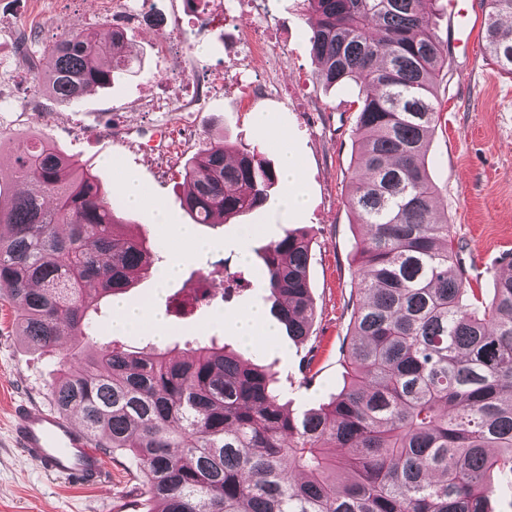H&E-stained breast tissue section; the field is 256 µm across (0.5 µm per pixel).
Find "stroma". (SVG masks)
Here are the masks:
<instances>
[{"label":"stroma","instance_id":"obj_1","mask_svg":"<svg viewBox=\"0 0 512 512\" xmlns=\"http://www.w3.org/2000/svg\"><path fill=\"white\" fill-rule=\"evenodd\" d=\"M287 36L285 64L273 73L278 92L241 102L223 93L224 58L232 45L223 29L187 11L184 0H155L163 15L159 26L129 29L126 45L140 65L116 85L93 87L79 101L52 99L32 84L16 42L20 29H36L31 49L41 52L62 28L105 31L122 19L123 4L108 0H0V205L15 190L12 157L16 142L38 135L64 156L92 169L105 190L119 192L125 180L138 182L146 197L139 209H125L122 230L158 246L163 256L180 257V273L164 290L155 272L137 279L124 295L140 304L153 300L169 328L163 342L150 334H125L122 342L138 349L162 344L172 357L187 343L217 339L254 363L273 365L288 379L285 398L294 414L319 407L339 393L345 369L339 358L350 332L356 294L353 261L361 229L347 196L355 172L353 135L356 86L325 87L309 42L311 14L306 0H273ZM427 11L439 35L448 41V58L437 85L441 124L428 152L430 175L438 187L439 205L448 214L463 250L462 264L473 287L490 293L501 259L512 253V75L485 54L467 56L453 46L449 0H428ZM170 34L168 52H160L162 34ZM208 88L203 104L188 116L152 112L148 103L176 97L180 88ZM265 113L258 126L256 113ZM287 131L300 168L303 211L284 210L285 182L270 190L267 202L224 224L196 226L207 251L176 234L192 222L179 199L185 192L180 171L209 139L233 145L262 144L272 167L280 165L277 131ZM163 208L166 224L155 221ZM311 239L309 268L315 318L309 338L294 341L285 333L242 347L225 317L254 306L271 309L274 299L263 285L258 258L243 261L241 247L279 240L291 230ZM204 288L208 301L183 314L175 305L193 289ZM15 310L0 300V512H151L154 503L142 485L135 460L125 453L103 457L107 483L84 487L46 478L21 458L10 436L12 411L20 402L50 407V389L58 376L59 356L30 348L19 335ZM310 376L312 384L300 380Z\"/></svg>","mask_w":512,"mask_h":512}]
</instances>
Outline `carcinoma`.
Segmentation results:
<instances>
[{"instance_id":"obj_1","label":"carcinoma","mask_w":512,"mask_h":512,"mask_svg":"<svg viewBox=\"0 0 512 512\" xmlns=\"http://www.w3.org/2000/svg\"><path fill=\"white\" fill-rule=\"evenodd\" d=\"M327 87L354 84L358 143L348 204L363 228L359 296L342 362L347 382L318 410L279 404L276 372L215 339L180 360L117 341L93 350L102 301L162 261L122 234V205L97 176L43 141H20L26 190L0 206V288L24 341L65 349L54 409L76 414L95 447L139 462L154 512H490L512 475V269L492 298L472 287L453 225L439 215L427 153L440 124L448 47L426 0H305ZM512 0H488L484 50L512 75ZM35 82L73 103L133 73L113 34L63 29L25 55ZM204 143L183 166L180 205L197 224L253 211L277 182L249 145ZM288 335L315 317L308 234L258 250Z\"/></svg>"}]
</instances>
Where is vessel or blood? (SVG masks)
I'll use <instances>...</instances> for the list:
<instances>
[{"mask_svg": "<svg viewBox=\"0 0 512 512\" xmlns=\"http://www.w3.org/2000/svg\"><path fill=\"white\" fill-rule=\"evenodd\" d=\"M11 433L20 454L46 477L86 487L101 485V454L73 416L22 403L13 410Z\"/></svg>", "mask_w": 512, "mask_h": 512, "instance_id": "1", "label": "vessel or blood"}]
</instances>
